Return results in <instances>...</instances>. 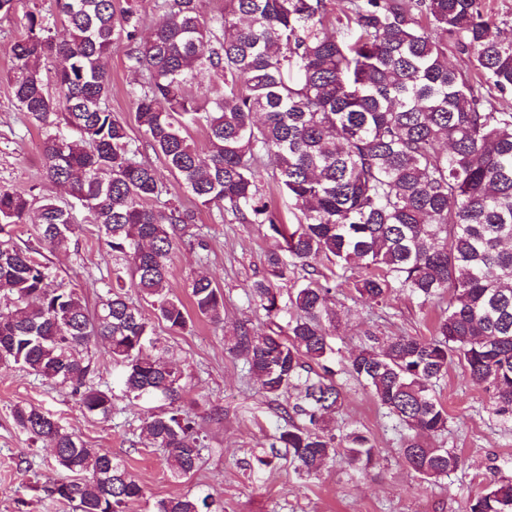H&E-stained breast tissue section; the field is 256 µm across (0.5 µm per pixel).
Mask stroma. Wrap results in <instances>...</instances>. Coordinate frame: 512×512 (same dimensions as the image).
Returning <instances> with one entry per match:
<instances>
[{"mask_svg":"<svg viewBox=\"0 0 512 512\" xmlns=\"http://www.w3.org/2000/svg\"><path fill=\"white\" fill-rule=\"evenodd\" d=\"M28 11L52 21L56 35L64 33L55 0H20L15 13L0 16V189L63 203L66 194L42 177V135L27 123L13 94L8 48ZM125 53V42L115 41L108 59L112 111L126 123L132 141L143 146L142 158L154 167L161 183L182 203H189V193L179 189L163 157L144 146L146 137L136 121L130 94L140 77L128 69ZM197 227L208 248L176 250L169 283L173 293L184 299L195 276L209 275L224 293V322L216 326L198 318L188 330L163 328L159 334L183 373L181 406L200 426L199 468L185 477L172 476L166 453L140 442L142 420L165 411V402H146L119 393L112 418L100 420L84 414L70 388L46 383L15 366L2 367L0 512H73L72 504L48 498L45 489L57 481L74 480L75 475L57 467L45 442L15 425L12 411L19 403L50 412L89 447L106 450L125 465L145 489L144 498L125 512H153L156 500L186 493L213 494L224 512H466L469 500L497 479L498 468L512 466V422L495 416L491 391L473 385L457 364L436 387L448 412V430L427 439L428 445L453 449L460 456L461 467L448 477L429 483L407 467L398 454L400 435L391 419L369 391L344 374L337 378L344 402L335 425L361 429L373 438L381 457L368 475H358L342 459L310 480L299 478L284 456L273 458L271 465H259L258 457L271 456L270 443L281 422V408L293 403L295 396L268 398L247 374L242 359L225 351V331L242 322L258 333L285 326L294 314L289 303L293 288L312 278L330 276L337 283L331 343L346 358L371 335L432 336L448 301L441 298L423 304L399 287L392 288L384 301L366 299L352 286L356 271L323 260L312 268H293L287 281L281 282V312L272 320L248 291L265 275L266 255L278 248V241L267 237L259 225L229 222L216 208L202 211ZM38 259L50 266L57 279L76 287L91 307L103 295L105 283L112 280V257L92 224L86 225L67 252L44 249Z\"/></svg>","mask_w":512,"mask_h":512,"instance_id":"35a3bbf8","label":"stroma"}]
</instances>
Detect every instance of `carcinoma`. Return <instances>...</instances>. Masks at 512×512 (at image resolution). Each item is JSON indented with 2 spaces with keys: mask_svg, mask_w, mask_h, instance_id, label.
<instances>
[{
  "mask_svg": "<svg viewBox=\"0 0 512 512\" xmlns=\"http://www.w3.org/2000/svg\"><path fill=\"white\" fill-rule=\"evenodd\" d=\"M56 6L61 39L45 17L24 14L8 49L14 97L43 133V178L81 202L112 252V282L89 310L33 257L38 249L13 240L30 195L0 189V294L12 298L0 309L1 367L69 385L85 414L108 419L112 389L89 382L91 346L105 342L126 395L169 401L167 412L144 419L141 438L167 451L174 476L198 469L196 422L177 406L182 373L128 289L169 329L185 330L192 320L169 287L170 263L179 247L206 244L190 230L196 211L161 200L155 169L112 113L103 60L123 38L127 68L143 78L132 90L136 121L196 206L264 226L285 240L294 265L326 258L361 270L353 287L371 300L385 299L392 280L424 302L448 294L433 336H372L346 365L403 432L400 457L421 479L436 482L460 466L454 450L423 441L448 430L435 386L450 366L492 391L496 415L512 420V112L492 103L512 94V40L483 0H349L341 16L329 0H224L209 18L201 0H161L146 41L139 0ZM450 53L467 66H448ZM53 56L62 64L48 73L41 61ZM201 122L210 130L205 158L187 138ZM264 156L293 206L290 232L261 194ZM82 231L69 206L47 198L39 207L40 246L65 252ZM266 264L268 277L249 294L272 318L280 312L273 280L288 264L276 251ZM335 293L329 280L310 279L290 297L297 316L285 335L245 323L224 335V349L267 396L298 391L271 447L287 449L301 478L339 456L360 474L380 458L368 434L333 424L343 396L328 341ZM189 298L196 314L223 323L224 295L211 277L194 278ZM13 419L57 449L60 468L82 476L52 484L50 496L78 512H123L144 497L121 462L86 447L53 415L17 404ZM153 512L224 506L210 493L185 494L156 501ZM467 512H512V475L486 484Z\"/></svg>",
  "mask_w": 512,
  "mask_h": 512,
  "instance_id": "carcinoma-1",
  "label": "carcinoma"
}]
</instances>
